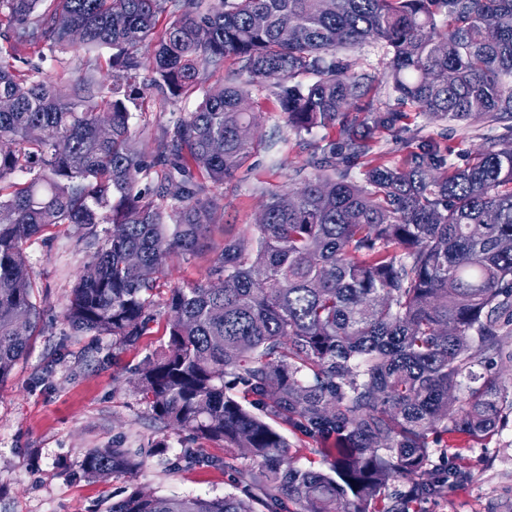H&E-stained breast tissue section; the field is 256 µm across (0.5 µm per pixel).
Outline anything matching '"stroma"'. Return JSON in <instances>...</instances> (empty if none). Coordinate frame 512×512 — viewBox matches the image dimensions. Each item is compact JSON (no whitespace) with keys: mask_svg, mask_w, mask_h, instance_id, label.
I'll return each instance as SVG.
<instances>
[{"mask_svg":"<svg viewBox=\"0 0 512 512\" xmlns=\"http://www.w3.org/2000/svg\"><path fill=\"white\" fill-rule=\"evenodd\" d=\"M354 59L359 72L373 82L359 100L362 112H390L393 123L376 131L372 152L348 170L362 180L367 166L382 162L404 165L410 152L433 144L447 166L458 167L473 158L489 139L512 141V117L496 121L477 118L468 123L431 120L409 107H399L383 80L389 57L382 44L359 49ZM260 115L258 134L274 145L254 155L224 183L220 201L224 213L192 256H172L160 279L161 290L203 280L225 234L240 232L256 221L264 203L260 188L289 190L310 176V157L337 139L334 126L312 128L302 135L290 130L280 106L269 91L254 93ZM195 100L165 105L146 99L131 111V130L138 135L144 157L153 152L152 133L193 111ZM52 243L34 239L26 253L45 309L40 335L33 337L27 357L11 378L0 385V512H106L112 501L133 487L158 496L221 497L233 492L224 460L223 443L199 441L156 421L137 389L136 370L145 356L168 340L165 323L154 326L137 348L113 354L112 339L76 335L63 316L70 291L83 268L86 253L73 225L52 229ZM165 440L168 452L149 458L135 480L123 477L88 479L83 456L92 449L147 448ZM439 463L457 469L444 495L425 500L421 512H512V422L493 436L472 439L451 433ZM202 448L210 464L174 468L182 449Z\"/></svg>","mask_w":512,"mask_h":512,"instance_id":"obj_1","label":"stroma"}]
</instances>
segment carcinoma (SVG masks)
I'll return each instance as SVG.
<instances>
[{
	"mask_svg": "<svg viewBox=\"0 0 512 512\" xmlns=\"http://www.w3.org/2000/svg\"><path fill=\"white\" fill-rule=\"evenodd\" d=\"M41 2L0 0V98L13 101L0 112V384L43 324L25 245L72 224L88 257L64 309L72 332L131 349L164 307L168 341L137 369L155 420L251 460L224 463L238 494L136 487L107 512H284L287 500L301 512H419L441 495L454 473L430 442L490 436L512 414L507 390L475 371L512 338V142L490 141L450 173L428 146L354 181L336 158L365 157L360 128L393 116L345 120L371 76L336 54L383 42L387 83L427 115L512 116V0ZM77 45L88 56L65 95L16 66ZM146 45L152 76L140 83ZM229 60L238 68L210 83ZM270 78L291 130L338 123L339 137L292 207L280 206L287 192L262 190L255 233L224 235L205 279L161 301L167 259L195 254L216 224L217 190L272 148L241 135L257 124L250 87ZM147 96L198 98L153 137L149 163L129 125V104ZM279 424L317 441L327 470L296 466ZM204 462L185 448L174 465ZM143 465L140 448L81 462L93 480L134 479Z\"/></svg>",
	"mask_w": 512,
	"mask_h": 512,
	"instance_id": "cac0c4a2",
	"label": "carcinoma"
}]
</instances>
